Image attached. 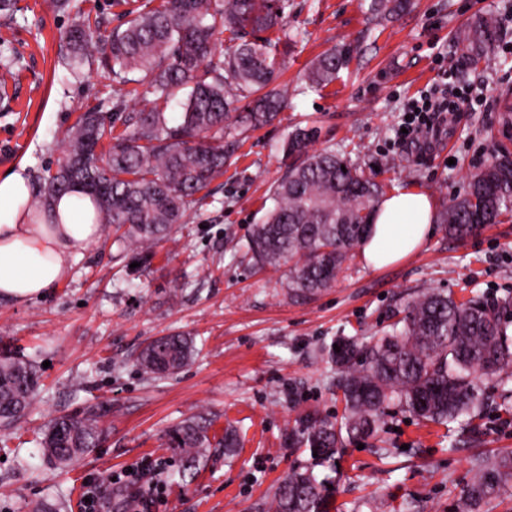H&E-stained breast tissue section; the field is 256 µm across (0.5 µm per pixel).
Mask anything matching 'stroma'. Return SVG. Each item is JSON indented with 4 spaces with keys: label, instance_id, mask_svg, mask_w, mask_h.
Segmentation results:
<instances>
[{
    "label": "stroma",
    "instance_id": "stroma-1",
    "mask_svg": "<svg viewBox=\"0 0 512 512\" xmlns=\"http://www.w3.org/2000/svg\"><path fill=\"white\" fill-rule=\"evenodd\" d=\"M292 3L288 27L305 39L278 57L288 108L244 134L212 196L155 247L150 264L104 230L45 298L0 301V354L33 360L39 376L30 411L0 427V512H30L44 500L77 512L91 475L106 484L110 512H275L283 478L312 465L307 449L289 447V425L314 408L343 412L322 344L380 335L399 304L427 288L460 300L512 296L510 219L463 242L436 228L421 250L380 268L355 257L333 288L305 300L289 295L283 271L258 269L230 249L262 222L295 125L317 126L315 149L341 151L385 194L418 188L439 209L504 143L498 100L512 90V0H412L374 30L358 0ZM490 14L498 21L490 62L463 66L453 30ZM69 23L51 0H18L13 16L0 15V42L15 59L11 69L0 66V176L24 173L35 189L66 150L76 116L111 114L117 98L105 70L77 77L62 65ZM342 47L348 69L322 90L305 88L310 62ZM442 83L463 104L440 139L422 156L394 146L408 104ZM166 334L191 337L194 354L179 373L149 377L137 358ZM498 381L484 378L478 418H460L450 435L388 409L381 438L342 448L331 512H448L474 475L473 455L512 448V400L503 401ZM91 408L103 414L102 439L73 466L55 467L37 445L40 432ZM192 416L210 420L217 439L236 427L239 446L227 453L214 445L187 463L170 431ZM145 460L166 484L162 497L110 484V475Z\"/></svg>",
    "mask_w": 512,
    "mask_h": 512
}]
</instances>
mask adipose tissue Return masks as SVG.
Segmentation results:
<instances>
[{
    "mask_svg": "<svg viewBox=\"0 0 512 512\" xmlns=\"http://www.w3.org/2000/svg\"><path fill=\"white\" fill-rule=\"evenodd\" d=\"M27 180L0 178V298L29 302L44 298L67 279L74 260L100 236L89 196L57 197L47 215L33 218ZM435 208L428 194L403 189L376 207L374 222L358 248L374 267L393 264L417 251L434 233Z\"/></svg>",
    "mask_w": 512,
    "mask_h": 512,
    "instance_id": "adipose-tissue-1",
    "label": "adipose tissue"
}]
</instances>
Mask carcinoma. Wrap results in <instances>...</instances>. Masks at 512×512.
Segmentation results:
<instances>
[{
  "mask_svg": "<svg viewBox=\"0 0 512 512\" xmlns=\"http://www.w3.org/2000/svg\"><path fill=\"white\" fill-rule=\"evenodd\" d=\"M410 0H359L371 22L405 12ZM291 0H141L125 28L108 35L102 19L78 10L65 33L66 64L74 72L99 63L119 85L135 83L153 95L139 112L122 111L113 120L102 113H81L69 135L68 149L54 174L35 196L33 213L55 197L79 189L99 171L111 174L108 189L87 192L101 224H110L136 245L143 261L173 226L209 196L212 182L238 143L237 132L276 119L288 103V86L270 88L281 42L304 39L286 28ZM279 28L272 40L259 34ZM496 20L480 16L458 28L453 39L466 64L488 57L496 41ZM350 55L334 48L310 66V88L326 87L347 67ZM178 118L168 108L178 91ZM123 129L115 131V121ZM314 126H296L284 142L292 162L270 189L272 207L248 239L232 247L264 267L287 268V287L311 297L333 287L348 268L354 249L373 224L383 187L334 149L311 150ZM512 216V156L507 147L494 162L470 177L468 191L452 198L440 214L448 237L463 241L474 224H500ZM512 297L490 301L476 295L458 302L450 293L427 291L404 304L402 317L382 336L364 342L338 336L323 345L339 373L344 414H299L288 430V447L317 453L316 461L336 468L338 449L375 436L385 410L396 406L418 420L451 424L478 416L479 380L485 366L497 371L512 365ZM340 347L335 351L334 347ZM192 341L170 334L154 337L139 357L143 373L170 374L190 360ZM35 365L19 356L0 358V425L8 427L31 404L37 386ZM101 414L50 421L40 446L54 464L67 467L93 447L100 436ZM171 439L187 460L195 461L210 445L208 425L187 420ZM466 494L450 512H483L512 483V449L481 457ZM325 483L314 470L288 473L276 494V512H327Z\"/></svg>",
  "mask_w": 512,
  "mask_h": 512,
  "instance_id": "cac0c4a2",
  "label": "carcinoma"
}]
</instances>
